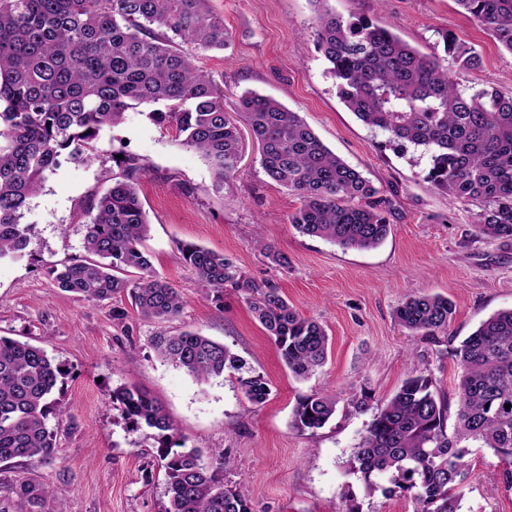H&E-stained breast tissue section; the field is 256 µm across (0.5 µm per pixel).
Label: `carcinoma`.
<instances>
[{
    "label": "carcinoma",
    "mask_w": 512,
    "mask_h": 512,
    "mask_svg": "<svg viewBox=\"0 0 512 512\" xmlns=\"http://www.w3.org/2000/svg\"><path fill=\"white\" fill-rule=\"evenodd\" d=\"M476 24L512 54V0H455ZM446 57L421 53L390 28L367 17L346 20L318 11L317 44L336 79L339 98L364 124L386 132L402 150L430 153L425 176L453 205H474L475 233L512 239V96L488 86L461 85L456 76L482 64L475 47L442 35ZM228 42L223 19L208 0H0V262L29 253V199L57 169L60 157L84 160L105 126L121 122L133 105L149 103L157 124L175 125L180 144L209 164L215 191L235 177L240 133L226 116L214 80L180 48L205 52ZM238 115L260 147L270 179L296 194L290 224L301 234L342 248L377 247L390 232L385 199L361 172L328 149L298 113L277 100L246 91ZM119 174L103 195L88 198L84 250L53 269L58 288L89 301L126 296L138 313L160 321L179 317V291L155 274L143 242L149 224L138 187L146 167L132 154L112 158ZM178 250L215 300L230 287L245 300L288 369L307 379L328 356L329 336L300 316L278 289L247 279L224 255L194 243ZM455 311L441 295L410 292L394 320L414 336L441 342ZM158 357L199 383L238 373L253 404L264 403V377L224 343L195 331L151 338ZM460 374L454 400L431 376L411 368L399 390L373 403L363 391L348 400L372 412L354 447L351 469L368 494H399L413 512H461L470 448H489L512 491V308L494 313L453 348ZM65 375L38 345L0 337V463L30 467L52 458L56 433L48 417L62 411L54 397ZM112 404L137 430L156 432L164 460V512H253L248 494L224 483V450L208 457L185 447L186 437L163 405L133 383L112 389ZM339 400L312 394L292 412L293 428L311 432L335 415ZM453 432H448L450 407ZM384 475V487L372 477ZM50 486L26 473L0 480V512H50Z\"/></svg>",
    "instance_id": "carcinoma-1"
}]
</instances>
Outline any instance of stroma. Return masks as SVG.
Segmentation results:
<instances>
[{"instance_id":"obj_1","label":"stroma","mask_w":512,"mask_h":512,"mask_svg":"<svg viewBox=\"0 0 512 512\" xmlns=\"http://www.w3.org/2000/svg\"><path fill=\"white\" fill-rule=\"evenodd\" d=\"M208 6L224 21L228 47L183 50L212 76L225 112L235 114L239 95L252 90L299 113L389 201L391 232L373 249L302 235L289 222L298 196L267 176L251 138L243 140L236 178L218 193L211 168L180 144L175 128L155 125L150 105L128 108L118 125L100 131L96 157L61 160L24 211L30 255L0 263V336L44 347L66 370L64 413L48 419L57 433L55 455L35 474L54 489L53 512H162L165 472L154 433L132 430L110 400L113 388L132 382L163 404L187 447L223 449L224 478L247 490L254 512H338L349 497L359 512H412L405 498L367 493L350 471L370 414L341 407L324 428L301 432L291 425L293 408L315 393L344 400L364 389L386 399L413 368L454 394L455 358L407 335L393 312L412 290L448 297L455 304L448 337L460 344L491 314L512 307V240L474 237L475 207L451 205L426 181L428 155L397 149L343 105L316 46L310 0H209ZM328 6L346 18L374 19L424 54L443 55L442 35L452 33L482 56L481 68L460 82L512 96V53L454 0H328ZM116 153L137 155L148 167L140 185L150 224L145 248L157 275L186 301L174 320L144 318L125 297L92 302L54 283V265L85 255L87 199L111 187ZM181 242L224 254L254 282L276 286L302 316L318 320L330 337L325 365L296 378L241 292L225 289L220 303L208 298L183 262ZM266 245L288 256V268L268 261ZM116 309L124 319L113 317ZM163 329H192L223 342L268 381L267 402L251 404L234 372L200 385L161 361L150 340ZM469 460L462 512H512V491L492 450L472 449Z\"/></svg>"}]
</instances>
